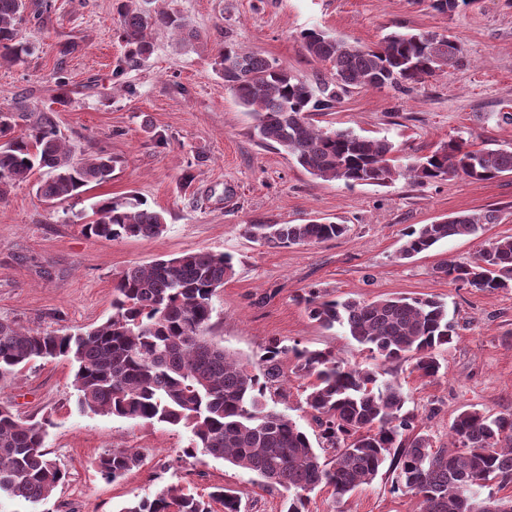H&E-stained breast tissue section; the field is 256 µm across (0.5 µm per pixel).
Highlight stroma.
<instances>
[{
  "mask_svg": "<svg viewBox=\"0 0 512 512\" xmlns=\"http://www.w3.org/2000/svg\"><path fill=\"white\" fill-rule=\"evenodd\" d=\"M120 0H26L24 61L0 58V101L22 96L52 109L67 142L84 154L105 153L118 165L110 181L65 206L45 203L34 184L0 197V319L32 329L79 331L112 314L114 282L134 264L196 251L232 256L236 275L213 299L210 339L240 357L257 359L269 340L326 350L350 367L378 364L344 335L311 321L296 297L316 288L336 298L434 296L448 306L457 337L440 353L437 377L424 378L404 360L385 367L407 409L434 446L448 441L461 410L512 412V288L476 292L437 274L442 261H471L479 243L445 241L412 259L399 256L409 228L462 211L498 209L488 235L512 236V175L489 181L464 177L418 186L400 178L385 186L313 178L285 153L251 135L253 119L225 87L215 65L230 43L274 59L309 81L326 66L305 50L300 34L316 27L361 45L392 30L454 36L466 63L415 84L358 88L323 115V125L385 138L401 163L452 138L479 148H512V0H470L453 13L429 0H173L202 35L192 47L165 29L152 32V55L124 67ZM120 79H113L116 67ZM64 87H57V78ZM205 163H198V155ZM192 182H184L185 173ZM136 194L165 213L167 229L151 240H106L82 230L93 202ZM341 219L347 233L319 244L268 249L244 232L248 224H301ZM283 369L286 393L271 404L317 439L303 382ZM64 360L36 361L0 385V398L23 418L50 422L45 445L66 481L38 512H120L170 483L208 494L224 485L243 494L246 512H282L280 491L208 456L183 460L192 434L182 427L129 421L81 411ZM134 448L139 467L111 480L100 455ZM380 473L343 501L330 488L309 495L307 512H413Z\"/></svg>",
  "mask_w": 512,
  "mask_h": 512,
  "instance_id": "35a3bbf8",
  "label": "stroma"
}]
</instances>
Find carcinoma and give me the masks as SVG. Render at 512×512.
I'll use <instances>...</instances> for the list:
<instances>
[{"instance_id": "cac0c4a2", "label": "carcinoma", "mask_w": 512, "mask_h": 512, "mask_svg": "<svg viewBox=\"0 0 512 512\" xmlns=\"http://www.w3.org/2000/svg\"><path fill=\"white\" fill-rule=\"evenodd\" d=\"M153 0L120 6L125 63L153 52L150 31L162 27L196 38L176 9H144ZM24 0H0V57L17 61L31 48L22 28ZM306 51L328 66L314 86L254 51L226 44L217 51L218 72L240 105L251 112L254 136L293 157L310 175L347 186H382L399 177L418 185L462 175L474 181L512 175V150L472 149L451 139L405 167L394 144L349 130L314 124L355 88L416 83L463 64L457 41L436 32H390L373 47L350 44L319 28L301 33ZM115 161L104 154L76 157L50 111L17 98L0 106V197L6 188L36 182V195L63 204L90 185L112 179ZM494 210L461 212L443 223L422 224L404 234L400 256L412 258L453 238H479L497 223ZM166 230L163 213L136 195L106 198L93 207L83 231L106 239H152ZM344 224H249L245 233L270 249L318 244L346 232ZM438 273L480 292L512 286V236L481 242L467 264L442 262ZM233 257L198 251L133 265L117 276L112 316L83 333L26 329L0 319V384L30 362L64 357L75 366L73 386L81 409L127 420H145L192 433L183 449L190 459H222L263 485L285 493L282 512H305L307 494L329 487L341 500L372 483L382 469L395 474L393 490L417 500L416 512L512 510L497 491L512 482V412L494 418L464 409L454 418L451 441L433 447L405 409L401 387L376 371L343 365L330 351L288 347L274 339L254 361L234 357L208 338L213 297L235 276ZM322 328L339 327L382 364L414 360L424 378L441 370L439 352L453 343L446 304L431 297L329 299L311 289L297 296ZM306 381L304 403L319 428L318 446L288 415L268 406L283 390L282 362ZM47 423L24 419L0 399V497L37 506L66 480L45 448ZM131 448L101 455L100 472L116 480L140 465ZM242 512L235 491L216 487L208 497L167 485L153 498L130 501L120 512Z\"/></svg>"}]
</instances>
